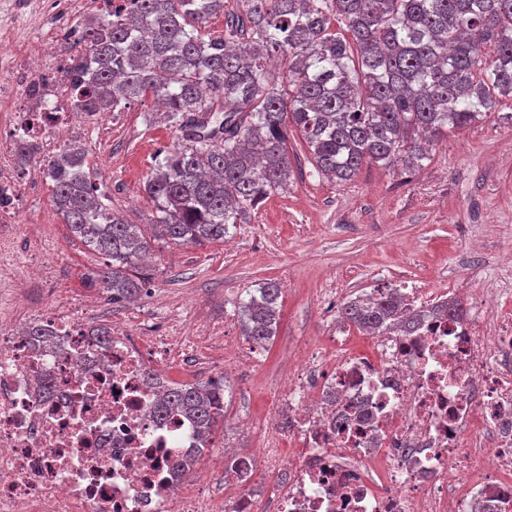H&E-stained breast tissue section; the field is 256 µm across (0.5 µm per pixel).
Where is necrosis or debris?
<instances>
[{
    "label": "necrosis or debris",
    "instance_id": "4bbe7bcc",
    "mask_svg": "<svg viewBox=\"0 0 512 512\" xmlns=\"http://www.w3.org/2000/svg\"><path fill=\"white\" fill-rule=\"evenodd\" d=\"M68 66L46 45L0 59V273L14 296L48 276L15 248L16 229L33 231L16 145L61 151L76 116ZM456 294L463 317L369 334L367 353L349 351L343 322L328 351L303 341L269 384L255 448L204 445L187 416L157 415L146 380L201 345L225 368L257 365L240 337L204 324L185 340L169 312L138 341L116 327L102 338L80 299L22 321L0 303V512H512V319L499 292ZM26 321L49 344L24 336ZM209 456L228 466L219 495L172 466Z\"/></svg>",
    "mask_w": 512,
    "mask_h": 512
}]
</instances>
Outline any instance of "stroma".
Segmentation results:
<instances>
[{
  "mask_svg": "<svg viewBox=\"0 0 512 512\" xmlns=\"http://www.w3.org/2000/svg\"><path fill=\"white\" fill-rule=\"evenodd\" d=\"M79 131L113 213L132 224L153 223L157 214L144 186L161 150L177 140L175 130L160 122L154 99L82 123ZM288 155V189L264 199L224 241L153 243L147 264L153 278L132 303L108 300L87 286L85 276L102 265L101 256L56 214L44 176L25 180L24 219L54 244L42 294L61 290L94 298L93 324L122 320L128 335L140 336L157 308L188 306L197 319L235 331L239 302L259 283L279 284L280 324L272 344L258 365L224 377V416L213 435L218 446L237 438L238 417H265L267 384L290 346L307 336L326 347L330 319L323 301L329 291L341 305L375 288L413 282L448 289L471 279L512 295V261L499 252L503 242H512L511 101L437 138L415 172L371 164L339 185L318 174L297 135L289 137Z\"/></svg>",
  "mask_w": 512,
  "mask_h": 512,
  "instance_id": "1",
  "label": "stroma"
}]
</instances>
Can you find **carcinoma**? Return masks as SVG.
<instances>
[{"label":"carcinoma","mask_w":512,"mask_h":512,"mask_svg":"<svg viewBox=\"0 0 512 512\" xmlns=\"http://www.w3.org/2000/svg\"><path fill=\"white\" fill-rule=\"evenodd\" d=\"M224 33L205 31L224 0H127L84 27L70 95L94 121L147 94L180 136L146 181L157 213L141 225L112 214L84 144L44 165L56 213L104 258L88 284L133 299L151 280L152 243L222 241L291 182L289 133L337 184L366 164L408 170L431 140L512 100V0H243ZM288 56L285 71L271 70ZM281 288L269 281L239 303L243 333L264 349L276 336ZM346 322L410 333L395 291L345 302ZM184 412L203 439L224 415V384H174L159 404Z\"/></svg>","instance_id":"obj_1"}]
</instances>
